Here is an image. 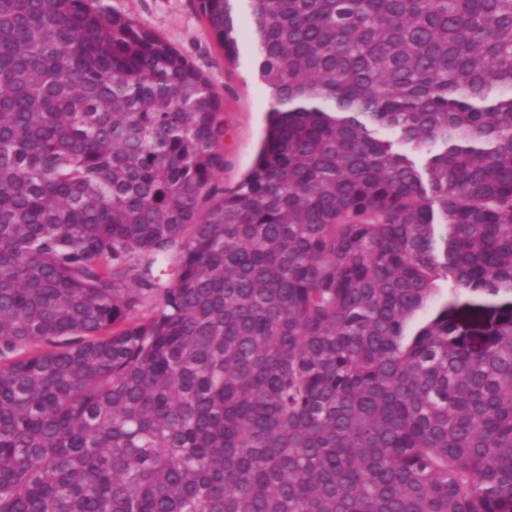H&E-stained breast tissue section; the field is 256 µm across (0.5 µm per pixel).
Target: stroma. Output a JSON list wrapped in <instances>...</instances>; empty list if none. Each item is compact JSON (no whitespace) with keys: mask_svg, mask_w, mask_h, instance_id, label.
<instances>
[{"mask_svg":"<svg viewBox=\"0 0 512 512\" xmlns=\"http://www.w3.org/2000/svg\"><path fill=\"white\" fill-rule=\"evenodd\" d=\"M110 12L160 35L186 56L223 102L224 169L217 183L235 186L258 151L269 96L257 71L260 58L249 30L253 0H230L237 47L225 56L203 19L198 0H104Z\"/></svg>","mask_w":512,"mask_h":512,"instance_id":"obj_1","label":"stroma"}]
</instances>
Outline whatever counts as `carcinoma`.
Segmentation results:
<instances>
[{
  "label": "carcinoma",
  "instance_id": "cac0c4a2",
  "mask_svg": "<svg viewBox=\"0 0 512 512\" xmlns=\"http://www.w3.org/2000/svg\"><path fill=\"white\" fill-rule=\"evenodd\" d=\"M254 4L221 191L186 57L0 0V512H512V0ZM451 299V291L448 288V282L440 281L437 284L436 290L432 297L431 302L421 311L416 313L414 316L408 319L405 326V335L410 337L413 335L421 326L427 323V321L433 316L435 311L443 304L447 303Z\"/></svg>",
  "mask_w": 512,
  "mask_h": 512
}]
</instances>
